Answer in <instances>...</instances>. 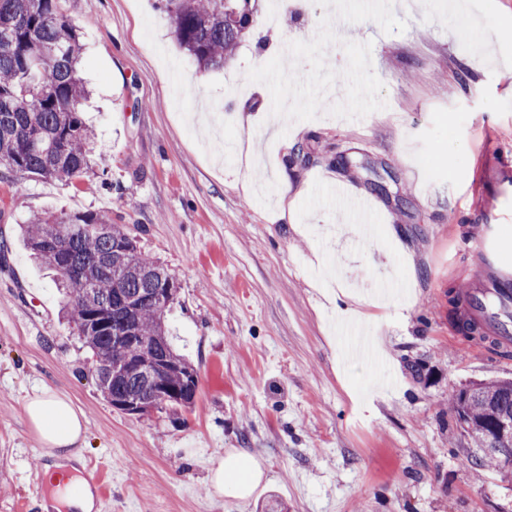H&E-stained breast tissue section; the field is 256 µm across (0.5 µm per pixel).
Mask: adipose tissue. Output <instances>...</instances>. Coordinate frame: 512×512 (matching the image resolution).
<instances>
[{"instance_id": "ef3b65f1", "label": "adipose tissue", "mask_w": 512, "mask_h": 512, "mask_svg": "<svg viewBox=\"0 0 512 512\" xmlns=\"http://www.w3.org/2000/svg\"><path fill=\"white\" fill-rule=\"evenodd\" d=\"M26 413L42 438L46 456L51 459L46 472L66 477L65 482L52 488L44 505L46 512H59L63 507L69 512H94L95 494L80 476L86 429L83 415L69 400L49 391L31 399ZM264 477V469L255 456L236 451L218 461L211 470L209 482L217 495L245 500Z\"/></svg>"}]
</instances>
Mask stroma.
Masks as SVG:
<instances>
[{
	"mask_svg": "<svg viewBox=\"0 0 512 512\" xmlns=\"http://www.w3.org/2000/svg\"><path fill=\"white\" fill-rule=\"evenodd\" d=\"M64 8L82 26L93 171L0 178V512H22L44 468L26 405L46 388L84 416L98 512H512V479L471 467L448 409L462 384L512 378L489 341L454 335L452 302L512 176V0H287L286 24L262 0L221 71L177 47L154 0ZM334 181L371 199L373 239L341 224ZM47 211L133 225L174 274L166 322L199 374L192 408L103 400L53 271L19 236ZM230 451L265 467L249 499L208 481Z\"/></svg>",
	"mask_w": 512,
	"mask_h": 512,
	"instance_id": "stroma-1",
	"label": "stroma"
}]
</instances>
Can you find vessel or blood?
<instances>
[{"instance_id":"b4317fda","label":"vessel or blood","mask_w":512,"mask_h":512,"mask_svg":"<svg viewBox=\"0 0 512 512\" xmlns=\"http://www.w3.org/2000/svg\"><path fill=\"white\" fill-rule=\"evenodd\" d=\"M333 191L355 221L372 231L377 221L373 203L345 183L334 184ZM496 209V223L480 225L472 243L484 272L483 284L466 291L462 301L467 320L490 331L496 345L506 349L512 347V187L498 192Z\"/></svg>"}]
</instances>
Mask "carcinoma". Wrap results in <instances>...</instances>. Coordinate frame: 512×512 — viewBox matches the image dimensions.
<instances>
[{"mask_svg": "<svg viewBox=\"0 0 512 512\" xmlns=\"http://www.w3.org/2000/svg\"><path fill=\"white\" fill-rule=\"evenodd\" d=\"M63 0H0V176L72 181L89 169L94 130L82 118L88 90L80 76L83 45ZM242 0H155L180 50L205 70L230 62L258 11ZM31 255L53 270L64 312L93 358L98 390L112 408L141 414L188 409L199 391L196 368L175 349L166 313L175 300L173 274L145 255L127 224L95 212L36 213L21 226ZM128 332L132 342L112 339ZM163 356L173 394L158 400L136 366ZM451 410L470 439L468 461L512 472V448H501L493 416L512 419V379L471 382L453 392Z\"/></svg>", "mask_w": 512, "mask_h": 512, "instance_id": "1", "label": "carcinoma"}]
</instances>
